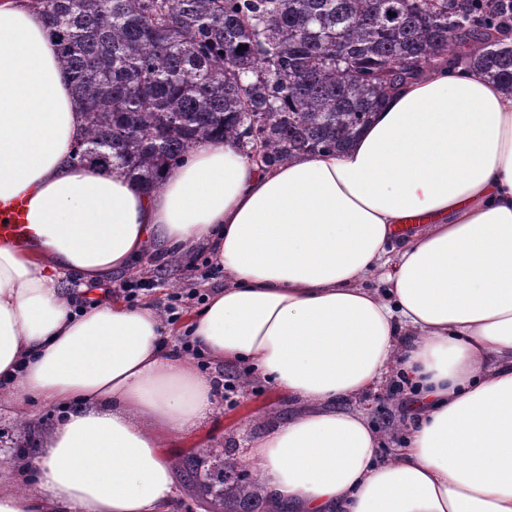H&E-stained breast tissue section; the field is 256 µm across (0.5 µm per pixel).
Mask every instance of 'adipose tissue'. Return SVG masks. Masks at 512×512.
Masks as SVG:
<instances>
[{"instance_id":"obj_1","label":"adipose tissue","mask_w":512,"mask_h":512,"mask_svg":"<svg viewBox=\"0 0 512 512\" xmlns=\"http://www.w3.org/2000/svg\"><path fill=\"white\" fill-rule=\"evenodd\" d=\"M82 124L40 9L0 0V201L26 198L36 242L0 245V381L16 409L64 411L24 460L32 486L0 464V512H171L162 448L213 413L217 383L151 305L78 312L57 277L198 243L224 286L189 336L295 404L245 454L289 512H512V95L448 60L344 152L267 167L208 141L150 191L70 163ZM396 366L421 411L381 461L346 403Z\"/></svg>"}]
</instances>
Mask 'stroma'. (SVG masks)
<instances>
[{
    "label": "stroma",
    "instance_id": "35a3bbf8",
    "mask_svg": "<svg viewBox=\"0 0 512 512\" xmlns=\"http://www.w3.org/2000/svg\"><path fill=\"white\" fill-rule=\"evenodd\" d=\"M141 279L150 280L151 285L140 292L138 303L149 302L162 309L173 294L182 293L186 296L179 308L183 315L201 306L202 295L224 285L223 272L212 267L209 253L202 249L177 263L163 253L144 255L133 262L129 272L114 275L106 285L116 290ZM223 373L231 381L232 392L228 398H217L213 413L198 428L167 445L165 453L173 464L208 449L242 459L248 443L284 415L287 395L271 383L253 380L247 365L227 366ZM401 379L399 372H391L384 383L364 393L357 402L384 438L379 448L383 459L399 446L400 429L415 400L414 395L399 390ZM28 414L33 420L29 426L15 416L6 389L0 388V463L17 460L27 449L36 448L43 429L61 418L60 410L39 400L30 401Z\"/></svg>",
    "mask_w": 512,
    "mask_h": 512
}]
</instances>
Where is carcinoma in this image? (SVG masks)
Instances as JSON below:
<instances>
[{
    "mask_svg": "<svg viewBox=\"0 0 512 512\" xmlns=\"http://www.w3.org/2000/svg\"><path fill=\"white\" fill-rule=\"evenodd\" d=\"M42 3L84 115L72 160L148 189L212 139L269 167L340 151L397 84L449 56L512 94V0ZM181 472L210 512H286L229 456Z\"/></svg>",
    "mask_w": 512,
    "mask_h": 512,
    "instance_id": "1",
    "label": "carcinoma"
}]
</instances>
